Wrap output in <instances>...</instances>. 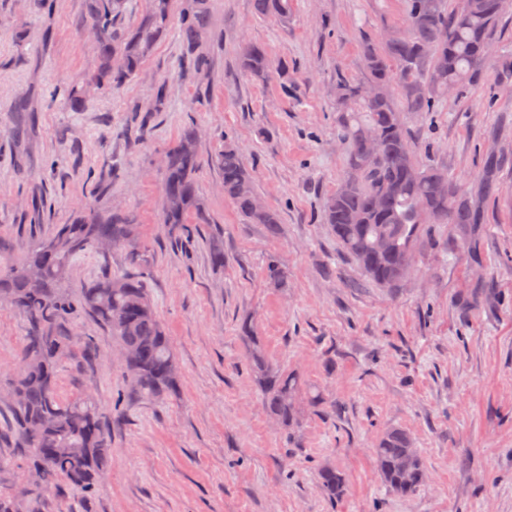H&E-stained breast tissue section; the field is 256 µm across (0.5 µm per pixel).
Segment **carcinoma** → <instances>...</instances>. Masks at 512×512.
Listing matches in <instances>:
<instances>
[{
  "label": "carcinoma",
  "instance_id": "cac0c4a2",
  "mask_svg": "<svg viewBox=\"0 0 512 512\" xmlns=\"http://www.w3.org/2000/svg\"><path fill=\"white\" fill-rule=\"evenodd\" d=\"M180 25L186 58L204 72L208 58L198 52L209 31L207 0H181ZM87 21L98 44L100 69L88 78L96 86L120 88L142 67L167 31L173 0H147L136 26H117L125 0H87ZM263 18L288 21V0H253ZM508 0H465L463 7L446 0H409L408 26L390 32L383 45L363 48L366 80L336 87L340 112L338 135L347 144L343 177L326 200L321 219L330 225L342 252L354 260L372 283L393 288L415 269V257L434 224H450L462 232L458 247L467 245L473 224L483 223V203L497 184L499 158H487L473 187L437 166L416 162L417 146L401 113L432 112L450 91H465L480 83L484 66L496 50L493 33L508 8ZM243 73L266 82L279 73L264 47L240 46ZM402 91L397 105L392 86ZM376 143V157L366 155ZM200 163L198 132L185 126L168 151L163 182L161 223L179 227L189 213L202 214L196 172ZM222 174L224 197L248 224L279 223L276 211L262 205L237 146L211 157ZM88 248L102 253L125 251L128 270L103 275L71 291L72 259ZM150 263L138 244V225L122 211L107 214L89 205L68 224L34 243L7 270H0V303L27 321L22 363L9 395L11 436L33 450L31 468L41 479L42 492L56 489L63 479L87 492L95 489L112 448L109 430L92 396L64 400L58 394L57 368L74 342L69 320L82 311L103 325L120 345L122 366L131 390L145 398L169 394L177 387V364L170 337L146 291ZM267 277L276 287L288 281L278 257L268 261ZM252 344L251 363L268 415L290 430L299 421L300 404L321 401L300 378L270 363L262 354L251 325H242ZM376 465L385 485L399 496L420 487L424 467L412 438L392 427L379 438ZM322 494L334 498L343 487L332 467L319 472ZM31 494L0 495V512H23Z\"/></svg>",
  "mask_w": 512,
  "mask_h": 512
}]
</instances>
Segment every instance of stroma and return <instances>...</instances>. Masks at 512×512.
Instances as JSON below:
<instances>
[{"label":"stroma","instance_id":"stroma-1","mask_svg":"<svg viewBox=\"0 0 512 512\" xmlns=\"http://www.w3.org/2000/svg\"><path fill=\"white\" fill-rule=\"evenodd\" d=\"M206 73L186 69L179 21L121 90L69 91L96 72L84 0H0V261L69 223L85 205L121 209L140 224L146 280L171 337L177 395L131 396L118 346L88 315L71 322L98 347L73 349L60 392L91 394L111 420L112 451L93 492L65 486L64 512H512V82L495 73L431 112H407L426 141L423 165L469 181L502 156L495 194L467 248L435 225L414 274L380 288L343 255L320 221L339 184L346 145L337 130L339 81L365 79L363 46L405 28L407 0H291L287 23L255 15L252 0H209ZM263 46L283 78L240 70L239 48ZM199 131L203 217L186 230L160 221L163 161L183 128ZM233 140L277 226L247 224L225 198L210 159ZM221 244L224 265L210 261ZM280 257L286 287L269 283ZM72 288L126 267L124 251L72 260ZM266 358L319 389L285 431L269 418L241 326ZM24 318L0 305V400L20 368ZM0 412V493L29 486L28 456ZM404 429L425 478L401 497L382 482L375 442ZM333 467L342 496L318 488Z\"/></svg>","mask_w":512,"mask_h":512}]
</instances>
